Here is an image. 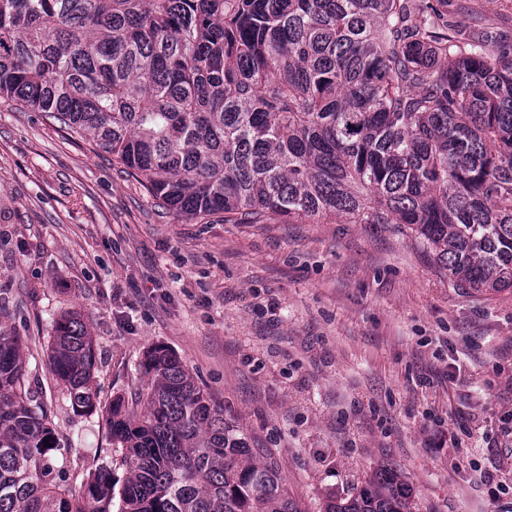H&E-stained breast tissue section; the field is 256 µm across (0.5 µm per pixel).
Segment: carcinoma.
<instances>
[{"instance_id":"carcinoma-1","label":"carcinoma","mask_w":512,"mask_h":512,"mask_svg":"<svg viewBox=\"0 0 512 512\" xmlns=\"http://www.w3.org/2000/svg\"><path fill=\"white\" fill-rule=\"evenodd\" d=\"M0 97L115 156L177 216L402 224L450 275L512 288V44L448 24V0H0ZM48 362L96 411L88 325ZM106 416L117 458L78 494L0 321V512H306L172 351ZM319 512H413L380 468Z\"/></svg>"}]
</instances>
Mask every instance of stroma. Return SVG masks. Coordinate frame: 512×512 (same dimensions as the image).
Returning a JSON list of instances; mask_svg holds the SVG:
<instances>
[{
	"mask_svg": "<svg viewBox=\"0 0 512 512\" xmlns=\"http://www.w3.org/2000/svg\"><path fill=\"white\" fill-rule=\"evenodd\" d=\"M448 18L512 42V0H448ZM73 311L95 339L91 415L47 362ZM0 314L73 489L111 461L106 410L144 388L143 354L161 345L307 512L382 467L414 512H498L481 467L512 502V289L450 280L403 225L181 219L110 153L0 100Z\"/></svg>",
	"mask_w": 512,
	"mask_h": 512,
	"instance_id": "obj_1",
	"label": "stroma"
}]
</instances>
